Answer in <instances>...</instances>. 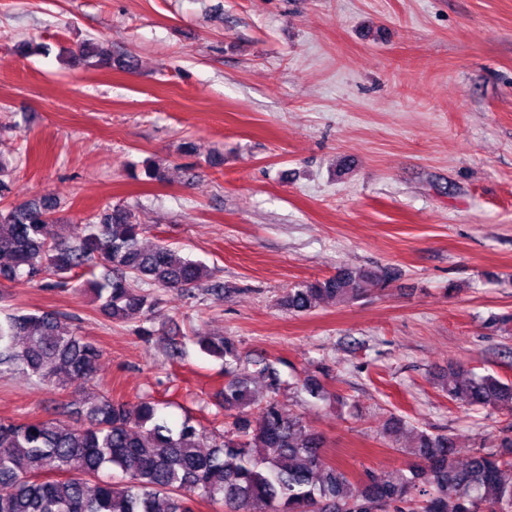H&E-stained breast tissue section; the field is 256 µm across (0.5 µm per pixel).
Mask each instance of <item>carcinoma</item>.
Segmentation results:
<instances>
[{
  "label": "carcinoma",
  "mask_w": 512,
  "mask_h": 512,
  "mask_svg": "<svg viewBox=\"0 0 512 512\" xmlns=\"http://www.w3.org/2000/svg\"><path fill=\"white\" fill-rule=\"evenodd\" d=\"M83 56L98 67L131 60L88 42ZM8 164L0 159V288L19 280L74 290L91 285L100 311L114 321L146 316L155 289L195 295L210 276L207 266L176 257L169 245L150 250L134 209L116 204L94 219L69 226L56 237L46 226L58 222L49 198L23 203L11 194ZM101 267L96 280L86 275ZM392 280L387 268L344 270L288 289L289 311H312L321 298L349 303ZM200 350L224 360V415L231 428L216 434L186 418L171 427L152 401L130 407L93 384L100 349L65 318L52 313H10L0 320V372L21 373L40 384L61 375L84 391L86 426L52 417L0 420V512H194L204 500L228 512H512V437L493 448H476L464 465L454 457L455 439L415 432L412 453L421 460L410 475L365 473L356 482L321 454L322 438L273 394L278 370L242 356L230 337L200 338ZM268 381L272 396L257 401L248 388L249 366ZM448 400L471 409L512 412V383L460 369L442 387ZM105 468L121 473L89 491L86 478Z\"/></svg>",
  "instance_id": "carcinoma-1"
}]
</instances>
